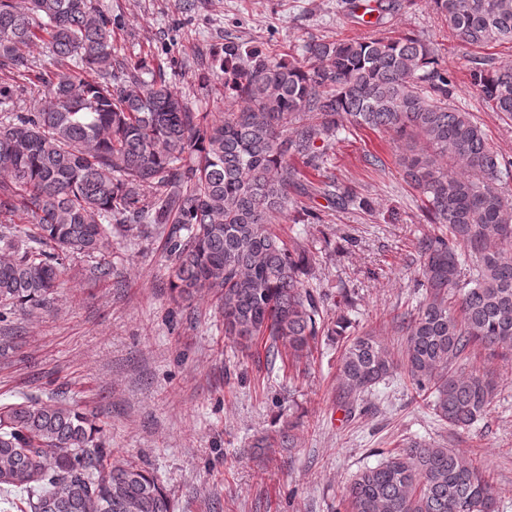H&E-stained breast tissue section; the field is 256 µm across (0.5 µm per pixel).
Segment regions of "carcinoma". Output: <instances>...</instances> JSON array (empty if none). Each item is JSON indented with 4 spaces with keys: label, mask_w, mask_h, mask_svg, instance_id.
I'll return each mask as SVG.
<instances>
[{
    "label": "carcinoma",
    "mask_w": 512,
    "mask_h": 512,
    "mask_svg": "<svg viewBox=\"0 0 512 512\" xmlns=\"http://www.w3.org/2000/svg\"><path fill=\"white\" fill-rule=\"evenodd\" d=\"M463 43L512 44V0H432ZM118 20L94 0H0V322L51 304L63 255L98 259L108 278L112 235L139 224L167 232L174 300L211 296L224 335L244 350L262 341L270 358L300 371L317 340L342 341L336 391L345 416L356 398L397 374L437 421L468 430L492 404L496 383L457 364L471 350L512 348V203L501 190L504 159L468 112L448 103L453 81L434 44L415 35L311 38L290 62L234 39L206 57L201 88L224 114L203 112L147 61L112 46ZM43 43L56 74L31 55ZM91 72L93 78L84 73ZM470 83L491 112L512 118V67L476 66ZM39 102L27 105L28 90ZM392 134L406 182L435 225L415 245L420 300L393 316L394 351L348 319L325 318L310 282L309 248L292 250L273 228L292 206L321 222L306 200L340 210L370 201L319 172L346 130ZM293 423L255 444L292 448ZM499 493L472 460L403 439L346 486L344 512H499ZM3 512H175L146 467L112 463L99 414L62 400L0 405Z\"/></svg>",
    "instance_id": "carcinoma-1"
}]
</instances>
